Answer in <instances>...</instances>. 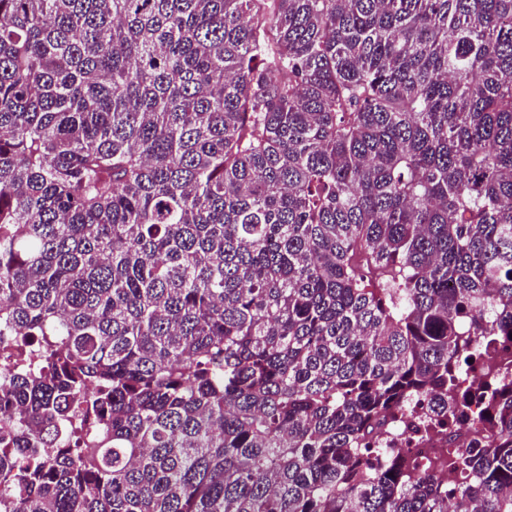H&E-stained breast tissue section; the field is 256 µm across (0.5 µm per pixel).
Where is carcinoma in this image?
<instances>
[{"instance_id": "cac0c4a2", "label": "carcinoma", "mask_w": 512, "mask_h": 512, "mask_svg": "<svg viewBox=\"0 0 512 512\" xmlns=\"http://www.w3.org/2000/svg\"><path fill=\"white\" fill-rule=\"evenodd\" d=\"M19 336L8 512H512V0H0ZM482 360H487L485 363H499L500 366H503L505 363H507L509 374H512V345L508 351H503L499 347L490 348L487 352H485V354H483ZM484 364L480 363L476 365L469 372V377L482 379L484 377ZM476 412L477 408L473 407L471 413L459 417L451 429V434L456 435V442L448 445L441 440L433 441L421 437L415 432L412 420L404 416L398 419L389 432L382 436L384 448H389L391 443L398 448L417 453L419 456L430 455L433 451L432 448H446V446L448 449L453 448L468 438Z\"/></svg>"}]
</instances>
